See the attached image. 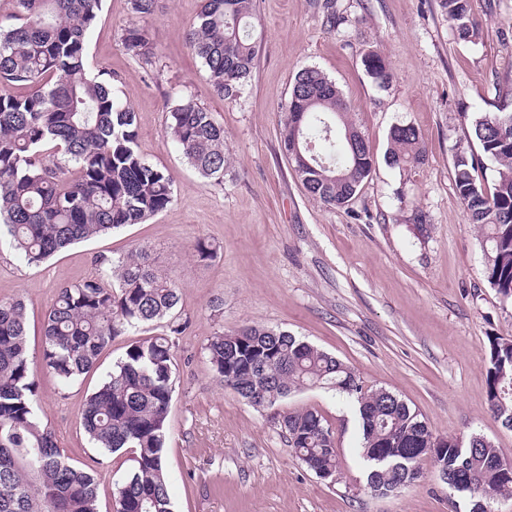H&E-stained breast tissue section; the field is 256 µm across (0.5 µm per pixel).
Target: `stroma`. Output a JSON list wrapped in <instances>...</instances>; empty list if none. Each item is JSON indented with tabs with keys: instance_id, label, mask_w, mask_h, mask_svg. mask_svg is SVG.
<instances>
[{
	"instance_id": "stroma-1",
	"label": "stroma",
	"mask_w": 512,
	"mask_h": 512,
	"mask_svg": "<svg viewBox=\"0 0 512 512\" xmlns=\"http://www.w3.org/2000/svg\"><path fill=\"white\" fill-rule=\"evenodd\" d=\"M259 54L236 100L215 95L187 35L202 0H159L136 22L128 0H103L88 39L91 68L112 80L137 114V145L174 181L171 205L147 223L77 243L36 265L0 245V299L27 303V348L42 359V326L62 285L95 277L101 258L146 251L180 283L187 328L178 365L165 459L174 512H466L432 462L402 492H369L358 453L355 409L335 391L309 388L257 408L214 377L205 345L245 325L301 337L419 412L434 437L480 434L512 463V430L487 404L492 338L512 340V299L483 275L482 238L455 192L458 155L480 154L474 120L512 107V0H470L479 36L458 38L441 0H255ZM142 25L157 58L145 64L123 33ZM380 52L393 77L382 88L363 56ZM314 67L350 103L375 165L345 207L311 198L281 144L292 81ZM189 92L224 126L230 167L222 183L202 179L165 132L167 106ZM415 126L425 160L391 167L393 125ZM205 237L217 258L197 261ZM224 302L212 314L211 301ZM131 339L116 337L96 366L70 385L39 375L38 414L71 462L99 478V512L133 466L130 453L93 448L80 425L87 395ZM295 409L332 427L340 461L326 480L295 454L276 424Z\"/></svg>"
}]
</instances>
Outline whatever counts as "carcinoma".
<instances>
[{
    "label": "carcinoma",
    "instance_id": "obj_1",
    "mask_svg": "<svg viewBox=\"0 0 512 512\" xmlns=\"http://www.w3.org/2000/svg\"><path fill=\"white\" fill-rule=\"evenodd\" d=\"M22 23L0 30V232L29 264L68 246L129 224H143L173 201L168 171L137 146V115L121 103L112 83L91 72L87 40L101 0H15ZM158 0H128L131 14L149 18ZM460 39L478 36L469 0H443ZM253 0H203L188 43L214 91L240 93L255 67ZM128 51L147 64L155 52L143 28L125 30ZM374 79H390L384 58H362ZM31 88L25 95L8 86ZM290 98L302 112L296 132L292 103L284 113L282 146L299 145L310 165L295 163L309 195L341 207L357 194L373 168L365 136L350 121L351 105L320 70L294 79ZM166 133L204 179L221 180L228 167L224 126L193 95L168 106ZM473 135L484 157L458 156L455 188L467 219L485 242L483 274L512 297V110L475 119ZM497 164L492 185L473 171L483 159ZM424 160L422 136L413 126L390 130L387 161L394 167ZM206 238L194 244L200 262L217 257ZM97 277L58 288L42 332L44 368L68 385L97 362L118 336L164 321L168 333L133 341L102 385L84 402L81 424L93 445L129 450L135 465L114 483V512H173L164 445L174 388L175 337L185 330L176 315L177 279L154 268L146 252L104 258ZM26 304L0 300V512H99L96 473L76 466L57 448L38 416V382L26 348ZM206 350L215 378L256 407L271 406L308 387L347 397L361 431L359 454L372 464L367 489L387 496L422 477V462L439 463L441 480L463 496L468 512H491L512 498V463L487 437L436 440L421 414L383 388L363 385L351 368L293 334L243 326L215 333ZM490 410L512 421V340H492L487 366ZM280 428L300 459L319 476L339 467L334 434L313 410L281 415Z\"/></svg>",
    "mask_w": 512,
    "mask_h": 512
}]
</instances>
